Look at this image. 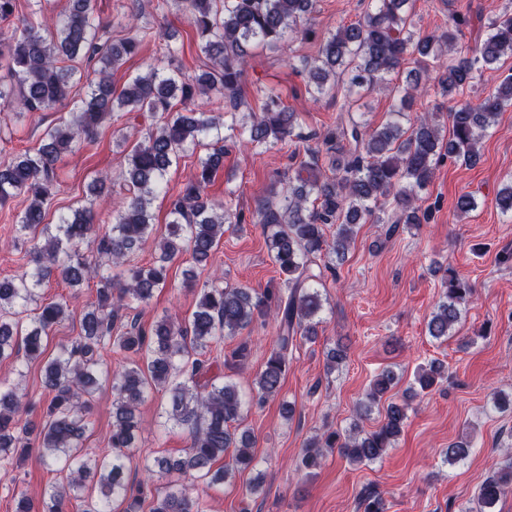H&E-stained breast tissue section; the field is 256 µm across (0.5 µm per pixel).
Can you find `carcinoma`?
<instances>
[{
	"label": "carcinoma",
	"instance_id": "1",
	"mask_svg": "<svg viewBox=\"0 0 512 512\" xmlns=\"http://www.w3.org/2000/svg\"><path fill=\"white\" fill-rule=\"evenodd\" d=\"M18 0H0V105L35 112L49 109L70 95L75 77L89 81L78 111L49 129L44 143L34 153L25 152L0 163V204L23 195L29 204L21 216L17 237L31 243L34 271L0 280V360L24 354L36 360L44 353L43 335L69 317L67 301L38 303L36 287L55 272L68 285L97 280L98 305L81 319L83 334L60 345L55 357L43 367L42 388L48 396L37 424L21 422L19 414L34 407L22 400L16 389H0V463L20 467L32 449L57 466L63 484L53 485L41 503H33L18 489L13 475L14 512H65L67 499H84L83 512H204L203 503L192 498L185 485L156 481L173 471L195 473L210 485L224 482L233 471L253 466L254 455L248 431H238L246 401L235 383L212 373L216 360L207 357L224 339L264 317L278 323V331L264 368L256 379L255 404L276 397L288 367V354L303 340L316 337L314 318L323 309L317 288L334 273L333 255H343L355 238L356 229L377 208L392 206L385 234L392 237L402 224H420V192L431 183L434 170L448 159L473 165L479 158V143L504 108L512 106V75L496 93L483 99L459 101L449 112V136L432 114L417 118L403 128L399 118L412 110L426 92L430 72L443 57L445 69L435 81L441 94L450 98L474 88L482 71L502 57L512 55V12L504 11L486 24V35L471 54H461L455 44L469 20L450 18L448 31L421 35L409 22L413 0H375L374 10L350 24L339 26L321 44L318 56L303 66L307 92L318 99L337 86L348 94L379 83H390L413 57L405 85L395 87L399 106L397 119L373 129L349 117L348 122L318 136V146L308 150V159L298 163L288 179L271 181L267 195L257 204V222L266 232L272 262L286 275L281 288H251L224 285L219 275L204 284L192 316L174 321L164 316L150 328L130 313L126 301L147 304L156 290L165 286L169 261L184 252L201 264L224 236L229 211L205 196L212 178L224 166V147L210 149L199 159L194 180L170 196L173 219L157 242L158 255L148 266L131 263L140 245L153 233L150 204L154 195L167 191L164 176L173 161L201 138L213 133L221 142L223 115L211 112L173 111V100L187 104L198 95L217 93L236 112L242 77L252 50L275 47L298 32L314 12V0H182L187 18L202 41L210 65L187 79L167 75L155 66L134 77L117 93L112 75L126 57L138 52L140 41L128 37L118 43L103 41L95 22L94 0H68L66 10L49 23L42 10L23 18L22 28L2 27L15 16ZM86 64L83 73L65 62ZM152 112L162 124L127 155L121 173L126 201L115 221L102 232L104 192L112 178L98 177L89 186L86 205L60 218L55 227L44 223L50 186L62 154L92 140L112 113ZM297 113L279 98L268 97L263 112L249 115V142L271 147L294 136ZM336 225L329 240L325 227ZM443 272V297L427 321L428 335L446 338L462 320L473 289L456 273ZM141 357L112 372V433L110 453L90 458L80 444L89 427L92 391L98 382L101 352L105 350ZM446 371L432 362L422 367L415 380L430 388L435 376ZM397 385L396 374L383 370L373 380L369 400L373 403ZM152 392L167 395L163 425L174 423L190 430L191 442L184 458L171 462L156 458L147 475L129 482L127 471L138 448L136 412ZM407 403H390L378 430L330 433L324 444L314 440L304 446L302 465H320L321 448H337L352 461L374 462L394 447L407 420ZM233 449L231 462L213 469ZM512 490V456L493 470L480 485L479 512H495L499 500Z\"/></svg>",
	"mask_w": 512,
	"mask_h": 512
}]
</instances>
